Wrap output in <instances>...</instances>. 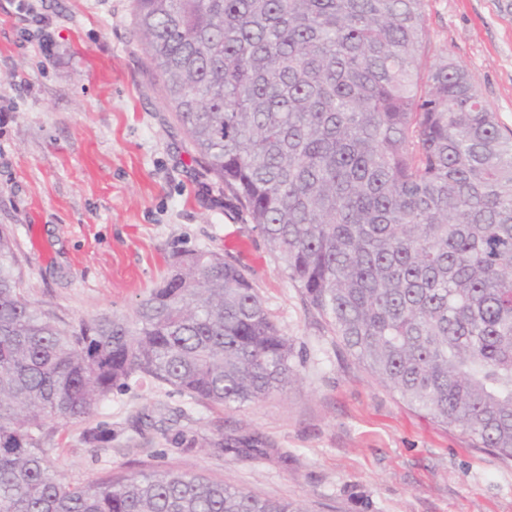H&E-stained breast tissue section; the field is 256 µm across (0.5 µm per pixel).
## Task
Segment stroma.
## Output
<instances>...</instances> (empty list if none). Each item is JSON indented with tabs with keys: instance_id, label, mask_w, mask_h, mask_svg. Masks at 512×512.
I'll list each match as a JSON object with an SVG mask.
<instances>
[{
	"instance_id": "stroma-1",
	"label": "stroma",
	"mask_w": 512,
	"mask_h": 512,
	"mask_svg": "<svg viewBox=\"0 0 512 512\" xmlns=\"http://www.w3.org/2000/svg\"><path fill=\"white\" fill-rule=\"evenodd\" d=\"M18 5L0 0V225L28 298L64 327L129 317L185 252L229 254L300 360L286 392L240 408L149 383L113 391L98 414L111 443L92 448L83 424L49 423L60 473L82 481L165 465L303 512H512V461L375 380L225 200L163 99L131 0H34L41 26ZM425 26L426 60L464 65L512 130V0H425ZM181 429L200 443H167ZM219 434L264 447L220 452Z\"/></svg>"
}]
</instances>
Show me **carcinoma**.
<instances>
[{"label": "carcinoma", "instance_id": "cac0c4a2", "mask_svg": "<svg viewBox=\"0 0 512 512\" xmlns=\"http://www.w3.org/2000/svg\"><path fill=\"white\" fill-rule=\"evenodd\" d=\"M425 0H132L177 122L306 303L410 407L512 460V137L468 71L421 76ZM247 269L187 253L132 317L68 328L0 228V512H300L170 469L68 481L47 423L130 382L241 407L297 381ZM97 448L112 423L83 432ZM259 451L247 437L213 443Z\"/></svg>", "mask_w": 512, "mask_h": 512}]
</instances>
